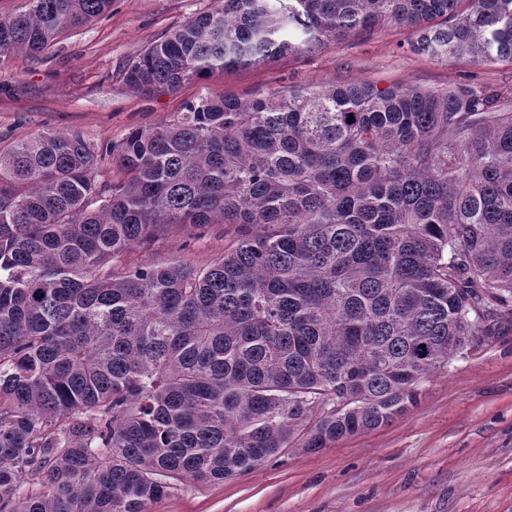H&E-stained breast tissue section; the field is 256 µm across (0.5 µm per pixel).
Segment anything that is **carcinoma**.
I'll return each mask as SVG.
<instances>
[{
  "instance_id": "cac0c4a2",
  "label": "carcinoma",
  "mask_w": 512,
  "mask_h": 512,
  "mask_svg": "<svg viewBox=\"0 0 512 512\" xmlns=\"http://www.w3.org/2000/svg\"><path fill=\"white\" fill-rule=\"evenodd\" d=\"M29 2L0 20L1 55L112 0ZM460 2L219 0L126 81L170 91L384 24L438 61L512 59V0ZM106 154L122 178L100 184L79 132L0 152V512H147L187 479L385 426L512 316V97L494 88L200 98ZM207 224L236 240L205 266L121 262Z\"/></svg>"
}]
</instances>
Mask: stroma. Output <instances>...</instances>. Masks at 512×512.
Wrapping results in <instances>:
<instances>
[{
	"mask_svg": "<svg viewBox=\"0 0 512 512\" xmlns=\"http://www.w3.org/2000/svg\"><path fill=\"white\" fill-rule=\"evenodd\" d=\"M217 0H112L99 17L36 54L0 57V148L41 132L77 131L106 146L171 121L198 98L248 99L325 82L434 86L469 79L512 92V62H437L413 53L411 29L383 26L308 54L239 66L174 91L132 88L135 56ZM235 233L225 224L173 228L125 264H207ZM147 512H512V324L452 358L421 385L418 404L388 425L316 451L284 453L221 483L185 481Z\"/></svg>",
	"mask_w": 512,
	"mask_h": 512,
	"instance_id": "obj_1",
	"label": "stroma"
}]
</instances>
